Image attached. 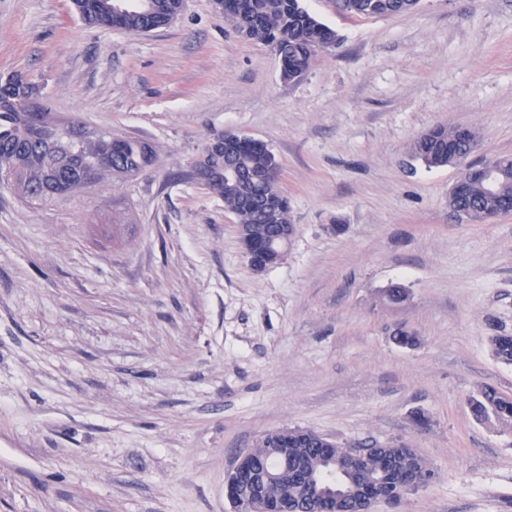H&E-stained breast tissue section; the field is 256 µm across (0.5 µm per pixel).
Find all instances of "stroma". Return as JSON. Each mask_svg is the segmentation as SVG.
Listing matches in <instances>:
<instances>
[{
  "instance_id": "35a3bbf8",
  "label": "stroma",
  "mask_w": 512,
  "mask_h": 512,
  "mask_svg": "<svg viewBox=\"0 0 512 512\" xmlns=\"http://www.w3.org/2000/svg\"><path fill=\"white\" fill-rule=\"evenodd\" d=\"M305 4L340 41L288 80L212 0L143 34L0 0V73L156 152L35 207L0 187V512H230L231 461L283 427L416 449L434 479L374 512H512V421L470 405L512 395L490 345L512 332V214L457 223V167L411 154L460 125L512 157V0ZM225 131L268 145L298 227L262 273L192 176ZM340 11L354 17H390L413 12L420 0H336Z\"/></svg>"
}]
</instances>
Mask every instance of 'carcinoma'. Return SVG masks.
Listing matches in <instances>:
<instances>
[{"label": "carcinoma", "instance_id": "carcinoma-1", "mask_svg": "<svg viewBox=\"0 0 512 512\" xmlns=\"http://www.w3.org/2000/svg\"><path fill=\"white\" fill-rule=\"evenodd\" d=\"M112 0H83L80 18L91 27L118 24L132 33L143 28L156 30L167 24L172 13L182 10L183 0H161L157 13L147 18L136 13L112 17ZM420 0H336L340 11L354 17H390L413 12ZM225 19L235 31L247 30L251 41L272 47L281 58L284 77L292 79L304 73L318 52L337 44L336 31L319 22L304 6L303 0H233ZM86 126L79 119L63 120L53 112L38 113L30 96L12 85V76L0 74V183L13 185L19 197L28 203L69 196L84 190L79 182L93 175L94 186L114 176H128L150 165L155 153L145 141L112 132L98 137H82L77 130ZM480 140L479 131L463 132L444 125L436 126L414 141L413 156L427 167L454 163L460 165L459 191L451 206L456 219L467 224H490L504 203L512 199V160L501 158L500 192L489 195L478 174V162L468 157ZM241 164L259 175L255 184L244 187L224 184V160L213 155L204 169L195 173L197 181L224 200V208L234 213L242 226L252 224H288V199L275 183L271 172L277 168L269 148L255 141L239 146ZM495 357L512 364V334L504 331L491 337ZM476 417L492 413L512 420V398L486 387L471 402ZM289 459L306 460L316 465L313 434L288 435ZM253 459L278 470L280 480L288 484V495L301 491L290 484L289 471L279 466L268 449L256 445L249 449ZM373 471L379 481V493L388 502L400 499L401 487L422 481L429 483L434 472L422 471L421 460L411 449L401 446L381 448L373 457Z\"/></svg>", "mask_w": 512, "mask_h": 512}]
</instances>
